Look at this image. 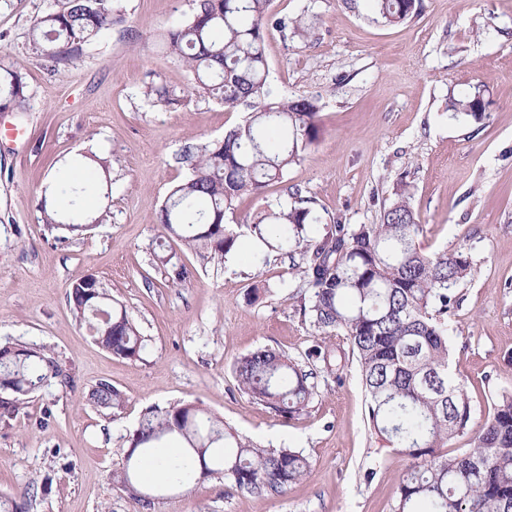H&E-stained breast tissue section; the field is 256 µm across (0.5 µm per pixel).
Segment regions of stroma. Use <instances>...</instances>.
I'll use <instances>...</instances> for the list:
<instances>
[{
	"mask_svg": "<svg viewBox=\"0 0 512 512\" xmlns=\"http://www.w3.org/2000/svg\"><path fill=\"white\" fill-rule=\"evenodd\" d=\"M64 2L0 0V61L21 66L28 95L26 111L0 112V343L47 347L73 376L72 386L43 389L0 419V492L35 484L30 512H134L112 484L133 430L149 408L193 403L264 447L301 451L310 469L274 497L211 476L165 491L150 512H393L409 461L369 436L355 359L335 379L308 358L320 338L300 311L301 259L252 243L216 262L167 239L157 220L190 173L185 145L220 139L242 118L195 92L186 68L158 46L192 0H120L125 24L56 66L29 31ZM270 14L305 21L301 36L270 30L269 81L281 95L317 99L320 133L282 180L237 200L226 223L246 233L297 190L322 223L376 224L396 184L409 182L421 246L464 248L477 269L457 289L448 338L479 428L496 395L512 391V0H423L398 25L371 0H271ZM153 75L181 105L145 99ZM477 85L486 119L451 118L449 98ZM90 151L111 161L109 194L91 190L82 205L109 217L54 242L43 188ZM162 249L185 280H170L156 259ZM85 274L126 305L146 341L141 358L110 355L75 319L67 294ZM260 347L312 372L315 394L299 416L286 419L239 389L232 365ZM103 380L120 391V408L87 403Z\"/></svg>",
	"mask_w": 512,
	"mask_h": 512,
	"instance_id": "stroma-1",
	"label": "stroma"
}]
</instances>
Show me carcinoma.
<instances>
[{
  "instance_id": "obj_1",
  "label": "carcinoma",
  "mask_w": 512,
  "mask_h": 512,
  "mask_svg": "<svg viewBox=\"0 0 512 512\" xmlns=\"http://www.w3.org/2000/svg\"><path fill=\"white\" fill-rule=\"evenodd\" d=\"M191 14L166 30L167 53L192 74L196 91L245 112L224 138L185 147L191 172L158 211L165 235L212 259L231 253L240 234L225 224L226 212L244 194H260L299 162L317 139L318 100L277 95L269 82L265 54L271 0H192ZM390 25L418 15L422 0H373ZM125 23L113 0H66L62 9L35 21L30 42L59 64ZM25 73L0 63V105L22 111L27 104ZM144 94L151 102L174 105L175 93L153 81ZM454 119L481 122V91L449 101ZM276 131V139L269 137ZM62 206L41 204L42 221L56 240L84 232L79 205L92 185L70 175L61 179ZM291 204L263 211L249 225L251 237L267 248L299 255L309 295L301 311L318 335L348 343L367 401L370 435L409 460L396 485L395 512H512V393H501L470 447L444 452L448 442L469 434L471 405L464 384L449 370L448 312L455 290L476 269L461 248L425 253L416 244L423 232L411 205L412 190L400 182L384 207L381 223L334 224L317 233L320 217L294 192ZM75 318L108 353L136 359L145 349L125 306L112 299L97 278L84 275L70 286ZM239 388L253 401L285 418L303 412L314 395L311 374L288 354L259 348L233 366ZM0 417H10L45 387H69L72 376L48 348L0 344ZM91 402L120 407L112 383L99 382ZM167 440L182 453L164 464L167 481L140 480L146 459ZM310 462L290 448H265L240 437L224 421L193 404L147 411L134 430L125 466L113 484L136 507L148 510L149 495L220 474L236 489L273 497L302 480ZM31 495L0 493V512H28Z\"/></svg>"
}]
</instances>
